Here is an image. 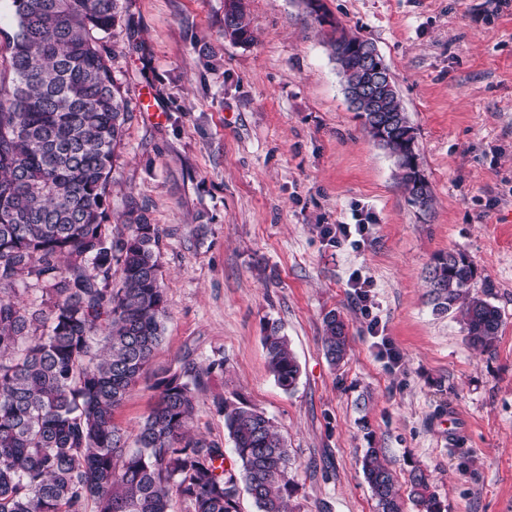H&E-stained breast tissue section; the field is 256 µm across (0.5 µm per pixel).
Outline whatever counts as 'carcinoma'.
I'll use <instances>...</instances> for the list:
<instances>
[{
	"mask_svg": "<svg viewBox=\"0 0 512 512\" xmlns=\"http://www.w3.org/2000/svg\"><path fill=\"white\" fill-rule=\"evenodd\" d=\"M14 33L0 44V512H238L244 486L258 512H295L292 458L272 420L234 393L218 404L238 467L224 448L191 433L197 390L214 365L183 356L180 371L156 379V402L135 447L113 420L161 340L167 316L161 231L138 210L123 230L105 223L113 159L130 118L112 80L103 40L121 18L120 0H12ZM224 37L251 41L245 0H227ZM361 37L333 25L327 33L346 89L365 70ZM393 120L382 148L393 157L408 200L428 209L430 183L397 90L384 99ZM476 269L461 251L441 253L429 271L433 310L452 312L467 343L490 350L501 314L493 285L473 289ZM118 287H112V279ZM41 289L38 304L19 285ZM322 347L340 364L346 323L323 318ZM268 369L284 391L300 367L281 325L262 336ZM378 512H403L399 488L379 448L361 458ZM420 512H447L429 475L409 473Z\"/></svg>",
	"mask_w": 512,
	"mask_h": 512,
	"instance_id": "cac0c4a2",
	"label": "carcinoma"
}]
</instances>
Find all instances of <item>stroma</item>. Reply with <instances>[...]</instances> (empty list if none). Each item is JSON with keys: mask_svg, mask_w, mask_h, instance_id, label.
Wrapping results in <instances>:
<instances>
[{"mask_svg": "<svg viewBox=\"0 0 512 512\" xmlns=\"http://www.w3.org/2000/svg\"><path fill=\"white\" fill-rule=\"evenodd\" d=\"M370 40L417 134L434 201L411 205L393 159L362 129L304 0H248L253 40L224 37V0H121L108 37L132 118L114 160L109 224L130 208L163 231V339L114 421L128 434L157 375L192 351L213 364L194 433L233 442L217 400L236 393L287 439L297 512H377L358 460L384 451L403 512L426 469L447 512H512V0H323ZM364 221L358 244L325 227ZM464 252L493 286L502 325L470 348L436 314L433 257ZM371 280L361 303L353 276ZM351 336L330 367L322 321ZM281 324L299 365L283 391L262 346ZM390 344L398 360L382 355Z\"/></svg>", "mask_w": 512, "mask_h": 512, "instance_id": "obj_1", "label": "stroma"}]
</instances>
